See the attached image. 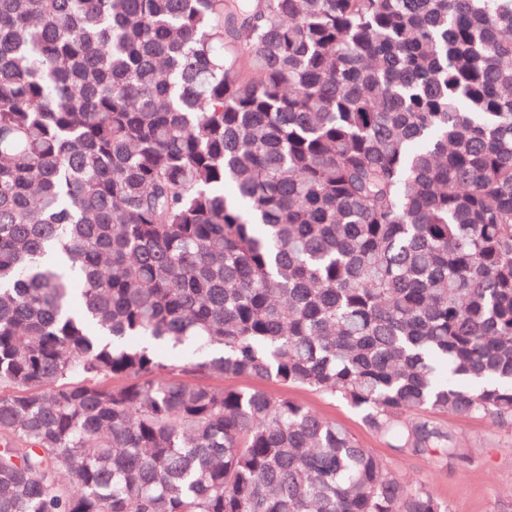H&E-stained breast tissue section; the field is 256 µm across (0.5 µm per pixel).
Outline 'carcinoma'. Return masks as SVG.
<instances>
[{
	"instance_id": "1",
	"label": "carcinoma",
	"mask_w": 512,
	"mask_h": 512,
	"mask_svg": "<svg viewBox=\"0 0 512 512\" xmlns=\"http://www.w3.org/2000/svg\"><path fill=\"white\" fill-rule=\"evenodd\" d=\"M263 382L512 429V0H0V512H449Z\"/></svg>"
}]
</instances>
